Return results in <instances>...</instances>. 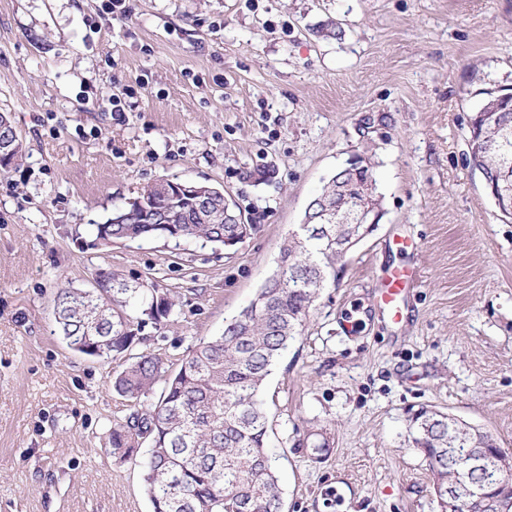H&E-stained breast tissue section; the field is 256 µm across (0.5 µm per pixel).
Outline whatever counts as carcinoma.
I'll return each instance as SVG.
<instances>
[{
    "instance_id": "1",
    "label": "carcinoma",
    "mask_w": 512,
    "mask_h": 512,
    "mask_svg": "<svg viewBox=\"0 0 512 512\" xmlns=\"http://www.w3.org/2000/svg\"><path fill=\"white\" fill-rule=\"evenodd\" d=\"M487 97L473 113L470 132L498 142L502 123L512 128V115L490 113ZM479 170L501 167L495 150L473 154ZM345 182L351 197L358 187L344 170L328 181L318 196L333 199L336 182ZM139 204L128 205L97 226L99 239L134 241L146 237L175 242L194 239L230 248L228 241L248 237L253 224H226L224 218L201 221L193 199L165 196L156 183L145 186ZM317 237L288 234L277 269L258 288L253 300L224 327V333L200 341L180 368L168 371L151 355H141L116 376L114 390L139 400L155 384L164 390L141 413L112 426V455L119 461L142 443L149 444L144 460L145 493L153 512H280L281 488L266 447L268 418L261 392L271 368L301 334L309 310L321 290L336 282V262L347 256L336 240L350 231L349 224H326ZM101 292L89 300L79 289H59L54 305L60 335L66 341L90 336L112 346V358L123 356L137 339L145 320L158 323L169 317L175 301L159 295L149 284L129 286L117 276H99ZM413 442L430 457L435 478H448V440L467 448L470 441H493L490 434L472 427L460 430L448 414L423 408L410 421ZM512 470V456L487 470H476L470 480L482 486L496 479L501 468Z\"/></svg>"
}]
</instances>
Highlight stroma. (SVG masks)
I'll return each instance as SVG.
<instances>
[{
  "label": "stroma",
  "mask_w": 512,
  "mask_h": 512,
  "mask_svg": "<svg viewBox=\"0 0 512 512\" xmlns=\"http://www.w3.org/2000/svg\"><path fill=\"white\" fill-rule=\"evenodd\" d=\"M125 5L115 19L101 0H0V112L25 145L0 170V512H152L142 468L109 445L146 401L113 390L124 359L66 347L58 288L111 272L173 296L129 354L177 370L249 304L355 154L373 164L383 217L263 388L281 510L441 512L413 413L446 412L512 454V219L468 143L487 93L512 92V0ZM329 19L341 33L324 40ZM263 168L270 181L246 179ZM158 179L223 188L251 235L230 250L100 240L98 225ZM395 235L419 250L397 252ZM397 265L421 282L394 324L373 295Z\"/></svg>",
  "instance_id": "1"
}]
</instances>
